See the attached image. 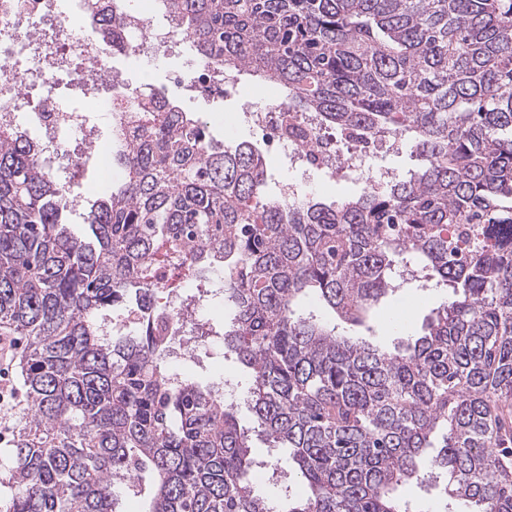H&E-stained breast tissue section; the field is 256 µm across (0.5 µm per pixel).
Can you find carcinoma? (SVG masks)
<instances>
[{
  "label": "carcinoma",
  "mask_w": 512,
  "mask_h": 512,
  "mask_svg": "<svg viewBox=\"0 0 512 512\" xmlns=\"http://www.w3.org/2000/svg\"><path fill=\"white\" fill-rule=\"evenodd\" d=\"M161 2L204 64L338 132L404 134L422 167L289 205L255 146L154 92L78 237L66 184L1 127L0 327L25 339L28 398L0 458L4 512H120L126 494L145 512H410L397 491L430 467L448 504L512 512V0ZM161 245L224 270L219 335L249 377V426L214 384L171 374L163 308L99 333ZM407 275L452 289L424 334L388 350L339 331ZM311 295L337 320L298 314ZM254 436L305 497L255 493Z\"/></svg>",
  "instance_id": "cac0c4a2"
}]
</instances>
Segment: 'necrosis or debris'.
I'll use <instances>...</instances> for the list:
<instances>
[{
	"label": "necrosis or debris",
	"instance_id": "obj_1",
	"mask_svg": "<svg viewBox=\"0 0 512 512\" xmlns=\"http://www.w3.org/2000/svg\"><path fill=\"white\" fill-rule=\"evenodd\" d=\"M181 41L171 25L154 21L152 13L143 10L138 11L135 23L115 37L102 29L98 15L87 11L85 0H0V124L19 126L24 118H31L40 132V165L65 177L97 142V131L85 118L88 105L106 113L113 133L128 137L136 129L134 119L119 108L115 95L102 92L95 72L114 76L115 60L144 56L156 60ZM66 76L81 88V107H71L58 93ZM286 109L280 97L245 109L267 151L284 153L295 173L279 185L284 201H301L304 182L297 173L307 165L327 174L343 168L356 170L368 192L380 190L393 179V172L371 164L374 156L386 151V143L367 145L325 132L315 113L302 112L297 121L310 140L300 145L282 133L281 116ZM189 268L187 260L172 259L162 251L152 261L151 280L167 294L170 360L176 374L190 362L211 357L217 345L216 339L199 340L190 330L203 319L204 301L187 305L171 287L173 276ZM157 301L150 293L137 295L132 302L113 309L111 317L100 323V333L129 334Z\"/></svg>",
	"mask_w": 512,
	"mask_h": 512
}]
</instances>
